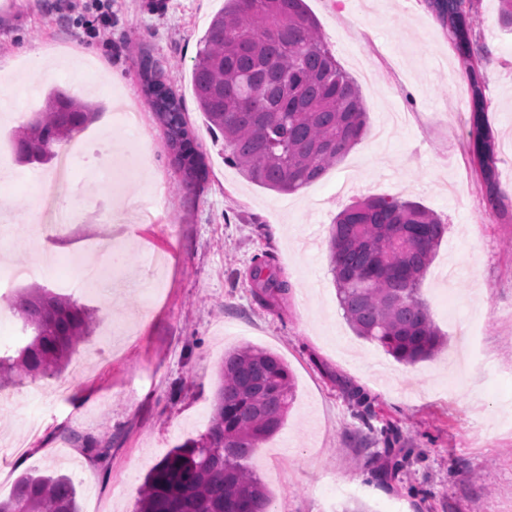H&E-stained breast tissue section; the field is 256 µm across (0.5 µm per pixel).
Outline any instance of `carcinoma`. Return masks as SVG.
Instances as JSON below:
<instances>
[{"mask_svg":"<svg viewBox=\"0 0 512 512\" xmlns=\"http://www.w3.org/2000/svg\"><path fill=\"white\" fill-rule=\"evenodd\" d=\"M448 31L470 73V161H479L476 183L486 211L506 214L499 183L497 145L485 112L472 33L476 0H425ZM146 95L164 131L165 144L183 180L204 174L203 158L182 101L146 55L139 60ZM198 109L224 137L225 160L250 182L292 193L319 180L366 134L360 90L327 47L305 0H227L199 40L191 71ZM99 107L53 89L45 109L15 135L16 161L74 138ZM446 225L424 205L396 197H369L343 210L329 235L331 271L345 319L355 333L381 345L396 360L433 357L445 338L420 295ZM254 296L281 308L290 286L265 255L254 258ZM13 314L34 331L15 356L0 357V388L61 372L93 324L90 309L39 286L12 301ZM209 425L172 449L150 469L135 512H270L271 495L243 464L259 443L283 425L295 397L287 363L277 354L244 345L224 354ZM82 446L108 469L112 439ZM0 512H79L70 479L22 474Z\"/></svg>","mask_w":512,"mask_h":512,"instance_id":"obj_1","label":"carcinoma"}]
</instances>
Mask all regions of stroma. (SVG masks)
<instances>
[{
	"instance_id": "obj_1",
	"label": "stroma",
	"mask_w": 512,
	"mask_h": 512,
	"mask_svg": "<svg viewBox=\"0 0 512 512\" xmlns=\"http://www.w3.org/2000/svg\"><path fill=\"white\" fill-rule=\"evenodd\" d=\"M226 0H112V24L88 36L64 0H0V82L14 109L42 108L60 87L99 104L94 128L143 160L120 190L75 159L59 190L81 223L43 231L37 177L0 186L18 223L0 235V263L32 267L43 251L61 267L95 265L93 243L116 237L123 261L115 292L78 304L94 313L90 335L40 395L9 387L0 401V497L28 470L68 476L80 512H134L148 471L204 433L224 353L251 344L279 355L295 383L284 426L249 461L272 512H327L338 486L360 489L371 512H512V222L488 223L468 152L469 76L425 0H305L341 67L358 85L368 129L336 166L284 194L246 181L197 108L190 83L200 37ZM499 0H479L475 47L486 113L498 140L503 190H512V26ZM137 43L161 69L203 155L185 183L143 88ZM104 89L77 69L88 48ZM50 61L32 71L28 52ZM122 107L143 112L134 133L113 125ZM370 196L432 210L448 230L421 286L447 342L433 358L396 361L359 338L339 306L328 238L336 215ZM123 206L128 223L106 220ZM269 253L291 291L281 309L259 305L249 277ZM121 335H113L112 327ZM346 378L371 399L348 400ZM111 432L109 469L71 438ZM393 446H386V439Z\"/></svg>"
}]
</instances>
